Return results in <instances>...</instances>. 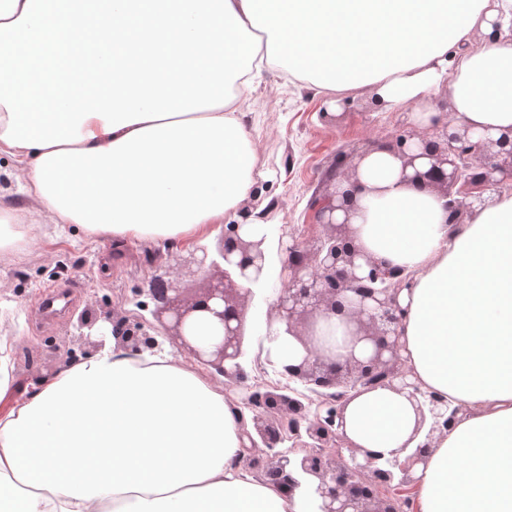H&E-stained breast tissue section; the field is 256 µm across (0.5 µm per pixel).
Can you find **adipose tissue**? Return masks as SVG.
<instances>
[{"label":"adipose tissue","mask_w":512,"mask_h":512,"mask_svg":"<svg viewBox=\"0 0 512 512\" xmlns=\"http://www.w3.org/2000/svg\"><path fill=\"white\" fill-rule=\"evenodd\" d=\"M512 0H0V154L57 223L174 248L235 219L261 175L243 104L255 73L310 81L331 110L440 85L462 123L512 129ZM484 46L469 51L474 30ZM356 244L405 267L401 354L464 409L415 470L419 512H512V189L446 224L434 192L373 151ZM231 394L197 362L112 346L16 394L0 342V512H300L236 457ZM416 422L389 388L345 410L385 454Z\"/></svg>","instance_id":"obj_1"}]
</instances>
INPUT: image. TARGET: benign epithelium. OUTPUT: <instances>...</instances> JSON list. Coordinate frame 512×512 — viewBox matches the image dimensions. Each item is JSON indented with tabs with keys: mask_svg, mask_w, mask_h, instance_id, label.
<instances>
[{
	"mask_svg": "<svg viewBox=\"0 0 512 512\" xmlns=\"http://www.w3.org/2000/svg\"><path fill=\"white\" fill-rule=\"evenodd\" d=\"M377 148L400 160L407 181L440 194L448 224L464 223L485 193L512 185L511 129L495 138L448 118L413 125ZM355 176L346 169V158L338 157L328 178L348 188L311 201L313 223L306 233H282L275 241L268 234L245 239L241 225L232 221L214 249L199 245L178 258L183 278L219 272L200 292L189 297L179 283L154 275L132 298L150 317L85 311L70 322L69 336L83 354L100 351L108 339L142 352L169 340L156 327L161 324L191 358L236 389L243 466L298 497L302 512H417L413 467L425 460L461 408L422 389L404 366L399 296L410 273L361 250L348 221H336V211L354 206ZM275 261L281 288L268 303L265 332L251 357L243 350L244 317ZM244 281L250 287H243ZM331 317L347 328L342 340L366 345L364 356L342 355L321 341L319 319ZM282 332L303 347L301 363L282 365L272 356ZM382 387L406 392L414 405L417 422L408 443L415 447L385 455L348 440L346 404L362 391Z\"/></svg>",
	"mask_w": 512,
	"mask_h": 512,
	"instance_id": "obj_1",
	"label": "benign epithelium"
}]
</instances>
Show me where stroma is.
<instances>
[{
  "label": "stroma",
  "instance_id": "obj_1",
  "mask_svg": "<svg viewBox=\"0 0 512 512\" xmlns=\"http://www.w3.org/2000/svg\"><path fill=\"white\" fill-rule=\"evenodd\" d=\"M245 110L258 146L259 166L268 172L248 204L273 203L272 227L296 235L311 222V199L333 191L335 184L326 175L337 153L345 152L348 166H355L371 142L393 140L404 130L416 107L381 112L358 91L333 119L305 83L288 82L281 72L267 71ZM38 220L35 234L15 253L26 266L25 275L14 277L0 266V327L14 347L11 362L20 395L40 376L67 363L72 342L66 330L72 317L89 308L119 307L137 315L129 302L133 290L145 286L157 264L174 265L176 256L170 249L136 243L118 247L111 236H91L77 225L57 237L51 215L39 213ZM71 283L75 294L63 298L61 308L50 316L39 311L43 291Z\"/></svg>",
  "mask_w": 512,
  "mask_h": 512
}]
</instances>
